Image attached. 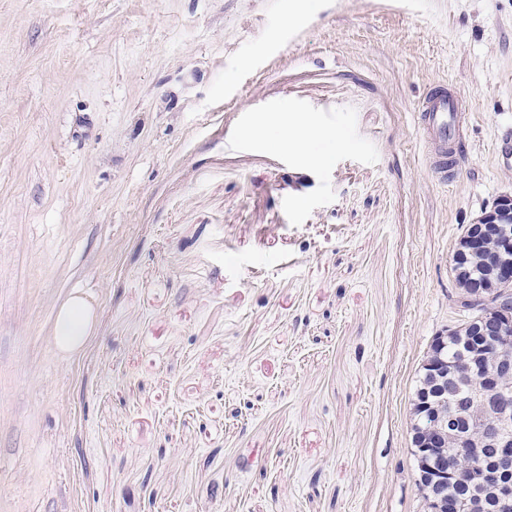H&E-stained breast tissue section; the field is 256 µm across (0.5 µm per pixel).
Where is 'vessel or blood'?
<instances>
[{
	"mask_svg": "<svg viewBox=\"0 0 512 512\" xmlns=\"http://www.w3.org/2000/svg\"><path fill=\"white\" fill-rule=\"evenodd\" d=\"M417 119L426 159L440 180H447L460 163L456 142L468 122L462 103L449 89L427 92L418 104Z\"/></svg>",
	"mask_w": 512,
	"mask_h": 512,
	"instance_id": "1",
	"label": "vessel or blood"
}]
</instances>
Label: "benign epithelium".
<instances>
[{
    "label": "benign epithelium",
    "instance_id": "benign-epithelium-1",
    "mask_svg": "<svg viewBox=\"0 0 512 512\" xmlns=\"http://www.w3.org/2000/svg\"><path fill=\"white\" fill-rule=\"evenodd\" d=\"M450 274L468 317L435 336L420 371L428 383L410 408L415 482L427 512H480L493 498L512 512V194L468 225ZM466 352L448 361V341ZM467 479L469 497L448 500Z\"/></svg>",
    "mask_w": 512,
    "mask_h": 512
}]
</instances>
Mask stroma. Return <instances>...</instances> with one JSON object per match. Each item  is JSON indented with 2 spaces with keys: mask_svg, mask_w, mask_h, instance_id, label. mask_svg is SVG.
<instances>
[{
  "mask_svg": "<svg viewBox=\"0 0 512 512\" xmlns=\"http://www.w3.org/2000/svg\"><path fill=\"white\" fill-rule=\"evenodd\" d=\"M510 191L512 0H0V512H423L420 362ZM418 129L427 153L426 159L439 179L448 181L460 163L456 141L467 126L468 117L459 97L451 89L429 91L418 104ZM94 324V308L82 295H71L58 309L54 342L65 354L78 352L85 344Z\"/></svg>",
  "mask_w": 512,
  "mask_h": 512,
  "instance_id": "1",
  "label": "stroma"
}]
</instances>
